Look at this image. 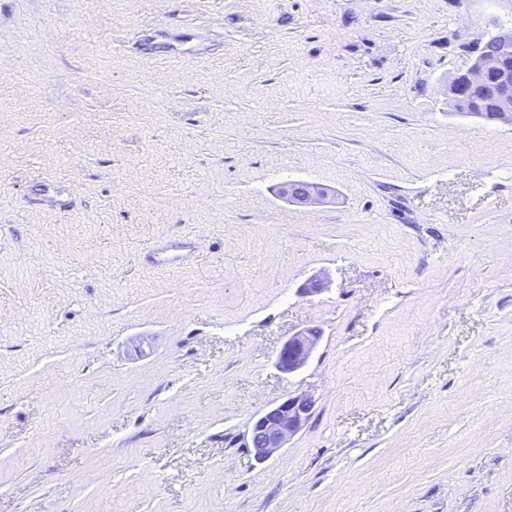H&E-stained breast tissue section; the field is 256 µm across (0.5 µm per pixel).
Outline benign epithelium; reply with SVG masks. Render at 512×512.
I'll return each mask as SVG.
<instances>
[{"mask_svg":"<svg viewBox=\"0 0 512 512\" xmlns=\"http://www.w3.org/2000/svg\"><path fill=\"white\" fill-rule=\"evenodd\" d=\"M488 41L498 44V53L479 51L470 67L448 82V97L478 107L485 89L494 86L498 89L496 120L509 124L512 122V26L495 28ZM279 194L287 201L301 205L321 204L328 197L321 186L298 181L281 184ZM320 338V331L314 328L289 337L278 351L277 369L284 375L302 369ZM313 410L314 400L303 393H289L265 407L249 431L248 447L254 459L263 462L285 447L288 440L305 427Z\"/></svg>","mask_w":512,"mask_h":512,"instance_id":"obj_1","label":"benign epithelium"}]
</instances>
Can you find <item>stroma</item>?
Segmentation results:
<instances>
[{"label": "stroma", "mask_w": 512, "mask_h": 512, "mask_svg": "<svg viewBox=\"0 0 512 512\" xmlns=\"http://www.w3.org/2000/svg\"><path fill=\"white\" fill-rule=\"evenodd\" d=\"M496 23L0 0V512H512V125L448 99ZM293 392L311 419L256 462ZM279 194L287 201L301 205L321 204L328 197V193L318 184L298 181L282 183ZM321 333L314 328L304 329L286 340L276 358V367L284 375H291L302 369L316 348ZM314 400L303 393H289L265 407L255 418L249 431L248 447L254 459L263 462L300 432L314 410Z\"/></svg>", "instance_id": "35a3bbf8"}]
</instances>
